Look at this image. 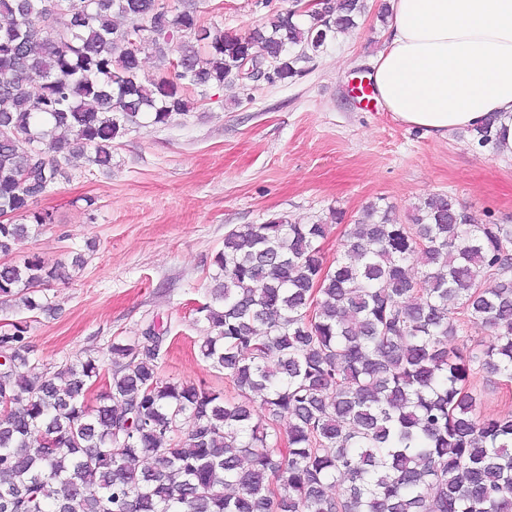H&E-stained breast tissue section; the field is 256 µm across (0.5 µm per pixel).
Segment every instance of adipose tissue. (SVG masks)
Masks as SVG:
<instances>
[{
	"label": "adipose tissue",
	"mask_w": 512,
	"mask_h": 512,
	"mask_svg": "<svg viewBox=\"0 0 512 512\" xmlns=\"http://www.w3.org/2000/svg\"><path fill=\"white\" fill-rule=\"evenodd\" d=\"M373 61L378 100L400 123L447 137L486 120L512 157V0H388Z\"/></svg>",
	"instance_id": "obj_1"
}]
</instances>
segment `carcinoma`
<instances>
[{
  "mask_svg": "<svg viewBox=\"0 0 512 512\" xmlns=\"http://www.w3.org/2000/svg\"><path fill=\"white\" fill-rule=\"evenodd\" d=\"M299 4L243 36L166 0H0V254L51 222L33 209L73 160L195 109L196 90L303 74L366 0ZM155 58L145 73L143 56ZM328 225L285 216L227 231L202 360L237 396L159 374L163 333L23 375L30 322L0 326V512H512V412L480 415L473 379L512 381V224L426 197L413 223L367 205L336 260ZM69 278L39 255L0 264V302L46 311ZM491 339L451 346L464 326ZM152 465H144V460ZM341 486L333 496L328 489Z\"/></svg>",
  "mask_w": 512,
  "mask_h": 512,
  "instance_id": "obj_1",
  "label": "carcinoma"
}]
</instances>
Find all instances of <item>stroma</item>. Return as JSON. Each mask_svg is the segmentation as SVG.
Returning a JSON list of instances; mask_svg holds the SVG:
<instances>
[{
  "instance_id": "1",
  "label": "stroma",
  "mask_w": 512,
  "mask_h": 512,
  "mask_svg": "<svg viewBox=\"0 0 512 512\" xmlns=\"http://www.w3.org/2000/svg\"><path fill=\"white\" fill-rule=\"evenodd\" d=\"M384 2L367 0L356 27L295 80L207 89L171 126L137 127L117 139L110 174L69 167L35 204L52 223L17 241L11 254L51 263L85 258L70 279L43 290L53 309L31 323L36 361L89 354L106 361L112 340L141 336L155 322L166 331L162 378L227 391L223 371L198 355L205 325L196 308L210 299L213 259L228 230L281 215L329 221L339 210L344 221H329L322 244L331 261L345 225L379 200L403 224L434 193L455 197L478 222L512 224V158L479 146L469 132L431 136L382 107H360L354 87L371 75L385 43ZM193 3L205 25L243 35L291 0ZM473 384L482 415L512 411V382L480 374Z\"/></svg>"
}]
</instances>
